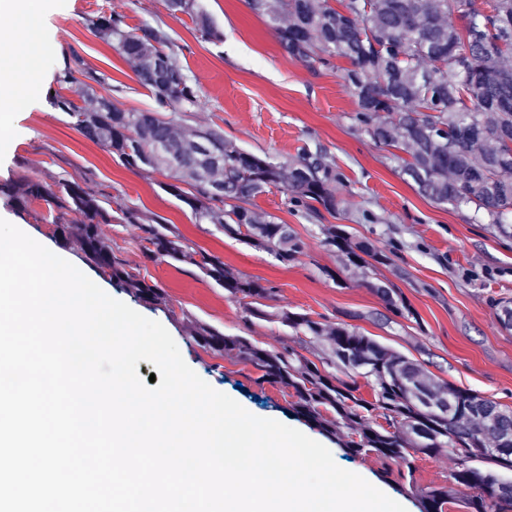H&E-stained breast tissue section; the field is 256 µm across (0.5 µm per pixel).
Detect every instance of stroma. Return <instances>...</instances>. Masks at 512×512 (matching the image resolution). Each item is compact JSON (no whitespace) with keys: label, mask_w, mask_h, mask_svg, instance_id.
I'll use <instances>...</instances> for the list:
<instances>
[{"label":"stroma","mask_w":512,"mask_h":512,"mask_svg":"<svg viewBox=\"0 0 512 512\" xmlns=\"http://www.w3.org/2000/svg\"><path fill=\"white\" fill-rule=\"evenodd\" d=\"M199 6L220 30V42L202 39L189 15H171L167 0H50L34 20L43 32L35 48L43 77L19 84L24 103L13 115L15 129L0 132V218L61 254L112 298L159 321L185 362L214 389L256 416L324 441L339 467L363 475L407 512H418L415 490L447 484L457 463L453 454L418 455L410 471L373 453L345 458L336 441L323 439L292 414L291 391L259 382L255 368L204 349L188 331L200 322L277 350L286 340L285 327L250 317L194 266L148 260L136 225L117 220L101 225L117 260L165 294L158 305L138 301L84 259L57 223L53 206L19 197L26 180H78L100 199L118 200L157 222L176 225L190 247L217 254L239 275L273 287L272 309L345 321L419 360L436 379L512 408V330L499 324L491 305L512 297V239L493 234L471 209L440 206L420 194L403 172L408 154L376 146L359 129L353 120L356 102L343 80L348 60L324 67L288 56L272 24L247 0H199ZM111 12L123 15L132 28L165 24L172 58L191 76L199 96L184 126H219L240 148L282 162L304 150L326 153L342 175L334 223L373 242L389 263L364 272L346 270L340 256L323 244L317 223L294 212L285 192L273 187L255 198V210L291 225L305 243L297 260L281 263L214 225L197 223L191 209L165 191L166 173L130 170L84 138L56 103L58 97L74 96L57 82L68 62L78 60L101 72L104 83L97 92L118 107L149 111L155 106L132 64L89 28L93 17ZM379 281L400 288L415 317L389 312L371 289Z\"/></svg>","instance_id":"1"}]
</instances>
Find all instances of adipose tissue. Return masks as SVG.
<instances>
[{
    "mask_svg": "<svg viewBox=\"0 0 512 512\" xmlns=\"http://www.w3.org/2000/svg\"><path fill=\"white\" fill-rule=\"evenodd\" d=\"M42 0H0V13L13 17L14 26L0 29V112L9 109L18 78L32 74L30 49L41 39L39 29L29 21L38 12Z\"/></svg>",
    "mask_w": 512,
    "mask_h": 512,
    "instance_id": "1",
    "label": "adipose tissue"
}]
</instances>
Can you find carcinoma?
Segmentation results:
<instances>
[{"instance_id": "carcinoma-1", "label": "carcinoma", "mask_w": 512, "mask_h": 512, "mask_svg": "<svg viewBox=\"0 0 512 512\" xmlns=\"http://www.w3.org/2000/svg\"><path fill=\"white\" fill-rule=\"evenodd\" d=\"M248 0L269 18L282 49L305 63L350 61L344 81L356 99L355 121L375 144L400 148L411 157L404 173L421 194L439 205L474 208L477 219L496 233L512 236V66L507 52L489 43L492 26L512 41V0ZM168 10L189 15L205 40L221 32L193 0H167ZM93 33L133 63L138 81L156 107L119 109L94 94L104 81L80 64L64 67L61 87L75 89L84 104L57 101L88 140L116 154L136 171H167L165 189L185 203L200 224L263 249L288 263L305 243L288 224L263 216L253 200L270 187L284 190L296 212L336 213L341 174L321 152L304 151L288 162L237 147L215 127L182 128L198 106L190 77L175 64L164 27L145 23L130 29L124 16L102 13L90 21ZM40 199L79 215L65 225L91 263L110 271L112 282L143 302L158 303L155 283L127 270L112 254L99 225L112 223L110 201L90 194L76 180H29L22 200ZM117 219L136 224L152 261L190 264L243 303L250 316L274 319L291 330L290 342L267 350L246 336H226L195 323L190 335L204 348L232 354L261 372L260 380L293 391V414L329 438H341L345 453H375L413 472L416 455L448 451L457 467L446 486L420 489L419 512H445L454 495L469 492V512H512V410L424 372L418 361L344 322L316 320L307 313L268 312L274 288L234 273L216 254L185 245L172 224L117 208ZM324 244L344 266L366 270L390 257L343 226L319 225ZM387 309L403 318L415 311L399 288L371 284ZM499 323L512 329V299L494 301ZM308 344L313 358L294 343ZM371 382L373 399L358 394L354 376ZM382 418L387 426L376 423Z\"/></svg>"}]
</instances>
